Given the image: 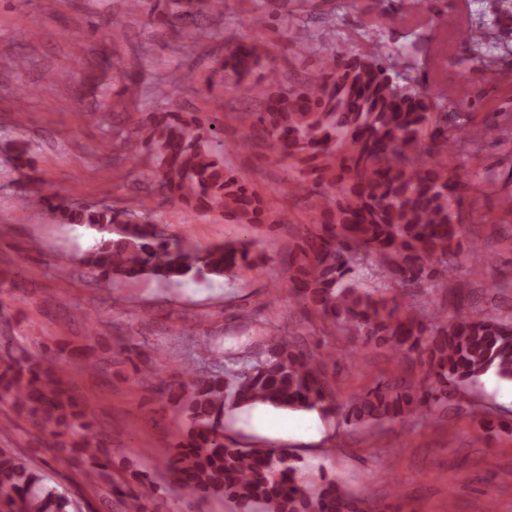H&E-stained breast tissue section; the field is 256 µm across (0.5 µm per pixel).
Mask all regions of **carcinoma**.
Masks as SVG:
<instances>
[{
    "mask_svg": "<svg viewBox=\"0 0 512 512\" xmlns=\"http://www.w3.org/2000/svg\"><path fill=\"white\" fill-rule=\"evenodd\" d=\"M169 24L182 36H197L205 0H172ZM512 0L483 4L482 17L466 30L470 60L497 75V56L512 47L492 38V28ZM334 38L305 51L318 52L315 72L304 81L273 89L249 77L263 46L240 42L225 50L216 69L235 78L236 94L256 102L252 131L269 143L279 162L290 161L296 189L308 201L314 225L301 258L288 268L289 288L315 309L324 325L393 357L417 356L424 386L380 384L355 398L347 424L401 421L417 410L426 417L447 410L448 388L478 384L492 373L512 381V317L462 308L432 312L428 322L404 298L459 267L462 261L490 268L485 252L463 257L466 225L460 220L461 190L448 173L443 148L453 117L435 108L427 75L411 60L418 41L386 46L374 39L358 53L344 54ZM151 135L128 145L154 163L157 190L181 201L191 213H218L243 224L266 219L263 201L247 179L226 169L213 142L219 130L203 128L171 112L144 117ZM48 216L60 224L93 229L98 237L80 263L98 277L120 281L154 278L179 284L188 279L232 278L263 256L247 242L196 251L157 224L133 222L131 214L91 208L55 194L43 197ZM377 259L398 283L403 300L357 286L352 264ZM180 387L190 427L166 455L179 492L211 493L238 501L244 512H365L334 478L311 494L298 475L289 448L243 447L224 440V417L262 404L283 411L328 409L331 391L320 361L283 336L267 337L245 359H217L203 371L184 367ZM29 411L40 425L87 430L88 405L67 395L48 359L0 373V396ZM124 512H147L126 485H112ZM72 502L46 483L42 472L10 448H0V512H70Z\"/></svg>",
    "mask_w": 512,
    "mask_h": 512,
    "instance_id": "1",
    "label": "carcinoma"
}]
</instances>
